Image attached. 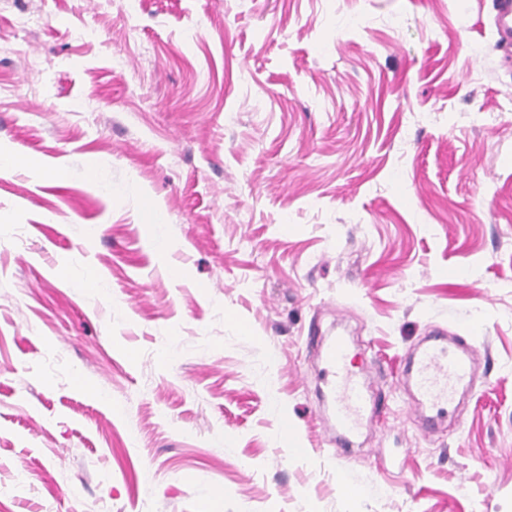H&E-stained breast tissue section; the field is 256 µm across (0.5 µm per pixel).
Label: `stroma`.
Here are the masks:
<instances>
[{
  "label": "stroma",
  "instance_id": "obj_1",
  "mask_svg": "<svg viewBox=\"0 0 512 512\" xmlns=\"http://www.w3.org/2000/svg\"><path fill=\"white\" fill-rule=\"evenodd\" d=\"M492 18L0 0V512H512V60ZM312 326L374 365L347 458ZM435 327L493 364L428 433L399 378Z\"/></svg>",
  "mask_w": 512,
  "mask_h": 512
}]
</instances>
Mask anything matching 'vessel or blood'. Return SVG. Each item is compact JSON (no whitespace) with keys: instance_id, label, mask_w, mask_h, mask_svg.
Listing matches in <instances>:
<instances>
[{"instance_id":"1","label":"vessel or blood","mask_w":512,"mask_h":512,"mask_svg":"<svg viewBox=\"0 0 512 512\" xmlns=\"http://www.w3.org/2000/svg\"><path fill=\"white\" fill-rule=\"evenodd\" d=\"M497 45L504 55H512V0H493ZM478 355L475 348L460 344L449 349L448 338L434 332L429 343L409 364L414 385V402L418 408H430L428 424L449 412L452 394L459 385L472 384ZM324 383L332 400L336 430L341 438L359 431L366 413L374 411L375 403L363 391L362 374L353 371L351 347L343 337H336L325 351Z\"/></svg>"}]
</instances>
